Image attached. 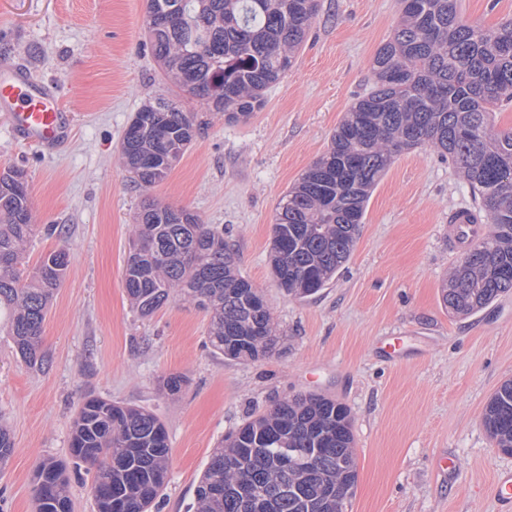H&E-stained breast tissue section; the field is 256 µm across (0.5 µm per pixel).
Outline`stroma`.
Returning <instances> with one entry per match:
<instances>
[{
    "mask_svg": "<svg viewBox=\"0 0 512 512\" xmlns=\"http://www.w3.org/2000/svg\"><path fill=\"white\" fill-rule=\"evenodd\" d=\"M399 14V0H322L265 107L230 124L165 82L146 42V0H0V60L58 84L75 123L70 141L42 152L0 115V171H22L36 224L27 264L59 248L70 257L44 323L45 369L19 357L0 319V426L14 442L0 468V512H34L35 471L46 458L64 465L73 512H96L95 470L70 450L85 396L165 422L168 480L152 512H193L224 435L309 392L351 410L357 484L345 512H498L491 487L512 472V455L494 447L482 416L512 379V293L468 316L441 300L461 255L449 217L474 205L455 165L427 145L397 155L349 260L318 294L288 296L271 271L275 208L371 90L372 59ZM156 97L197 113L203 126L167 178L145 190L122 166L119 142L134 112ZM148 197L223 227L238 269L277 323L271 355L214 353L209 314L179 298L148 318L132 309L123 268ZM172 374L186 379L174 397L160 387ZM448 457L454 470H439Z\"/></svg>",
    "mask_w": 512,
    "mask_h": 512,
    "instance_id": "1",
    "label": "stroma"
}]
</instances>
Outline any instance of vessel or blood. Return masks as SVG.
<instances>
[{"label": "vessel or blood", "mask_w": 512, "mask_h": 512, "mask_svg": "<svg viewBox=\"0 0 512 512\" xmlns=\"http://www.w3.org/2000/svg\"><path fill=\"white\" fill-rule=\"evenodd\" d=\"M0 112L12 130L32 145L49 149L65 137L70 116L54 88L24 68L0 61Z\"/></svg>", "instance_id": "obj_1"}]
</instances>
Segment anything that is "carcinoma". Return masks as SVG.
<instances>
[{
	"mask_svg": "<svg viewBox=\"0 0 512 512\" xmlns=\"http://www.w3.org/2000/svg\"><path fill=\"white\" fill-rule=\"evenodd\" d=\"M460 0H401L394 35L377 50L373 90L355 102L326 150L280 200L273 215V275L287 295L317 294L349 259L366 203L394 155L429 144L469 183L488 230L466 247L441 288L444 306L471 315L512 292V129L493 114L512 102V18L488 28L464 19ZM321 0H147L150 50L165 78L246 122L266 91L292 66ZM200 125L166 98L140 107L120 142L137 185L163 181L192 145ZM34 232L23 175L0 173V311L9 315L17 353L42 370L43 323L70 259L64 249L30 271L23 266ZM143 317L172 296L211 311L209 342L230 360L272 353L277 326L237 266L224 230L187 209L149 201L123 272ZM483 424L512 454V380L488 401ZM72 454L97 469L96 512H151L166 488L169 444L153 413L101 397L80 405ZM13 453L0 426V467ZM288 464H283V458ZM46 491L36 512H72L64 467L38 465ZM357 464L351 414L321 394L278 401L213 449L196 486L194 512H344Z\"/></svg>",
	"mask_w": 512,
	"mask_h": 512,
	"instance_id": "1",
	"label": "carcinoma"
}]
</instances>
